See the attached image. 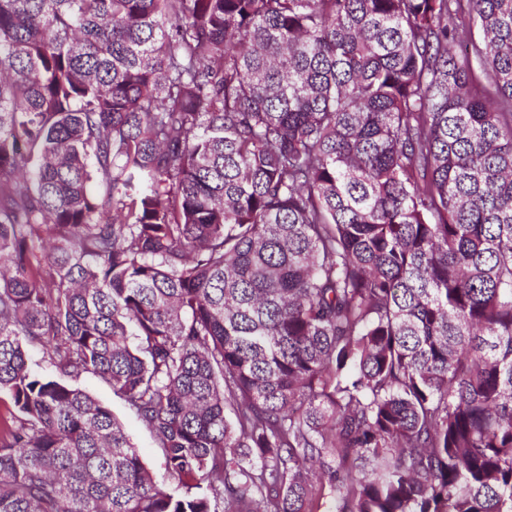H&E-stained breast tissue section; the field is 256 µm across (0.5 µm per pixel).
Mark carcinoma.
Wrapping results in <instances>:
<instances>
[{
	"instance_id": "carcinoma-1",
	"label": "carcinoma",
	"mask_w": 512,
	"mask_h": 512,
	"mask_svg": "<svg viewBox=\"0 0 512 512\" xmlns=\"http://www.w3.org/2000/svg\"><path fill=\"white\" fill-rule=\"evenodd\" d=\"M2 393L0 512H512V0H0ZM70 383L90 393L111 410L127 433L132 446L138 450L146 466L160 478L164 473L163 456L134 412L120 398L113 395L112 389L96 376L84 374L79 378L70 380Z\"/></svg>"
}]
</instances>
